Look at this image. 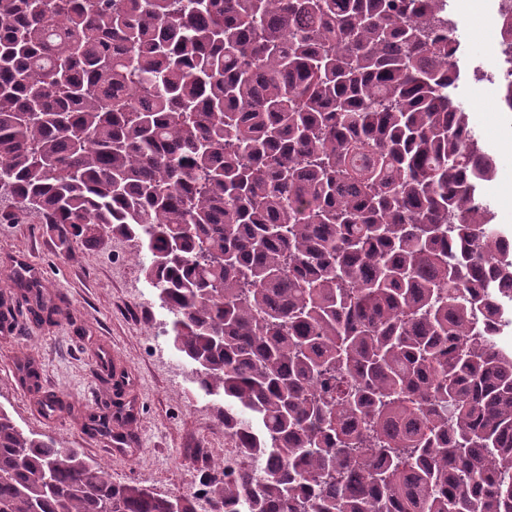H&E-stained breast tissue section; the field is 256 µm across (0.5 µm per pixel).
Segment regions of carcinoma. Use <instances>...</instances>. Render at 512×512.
<instances>
[{
  "instance_id": "1",
  "label": "carcinoma",
  "mask_w": 512,
  "mask_h": 512,
  "mask_svg": "<svg viewBox=\"0 0 512 512\" xmlns=\"http://www.w3.org/2000/svg\"><path fill=\"white\" fill-rule=\"evenodd\" d=\"M459 49L448 0H0V191L144 256L242 458L204 512H512V239ZM63 448L0 408V512H198Z\"/></svg>"
}]
</instances>
